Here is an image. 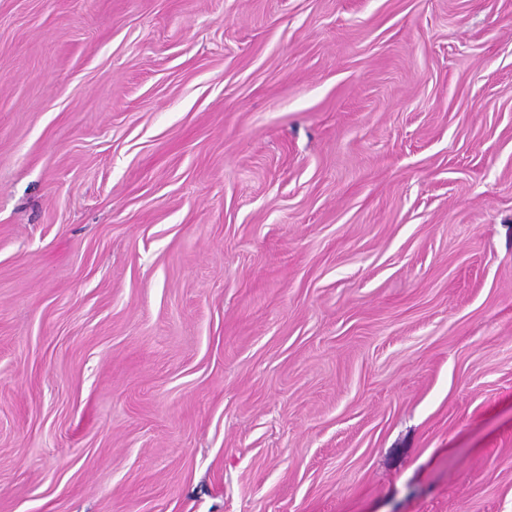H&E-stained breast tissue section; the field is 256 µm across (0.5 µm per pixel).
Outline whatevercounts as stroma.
I'll return each mask as SVG.
<instances>
[{"mask_svg": "<svg viewBox=\"0 0 512 512\" xmlns=\"http://www.w3.org/2000/svg\"><path fill=\"white\" fill-rule=\"evenodd\" d=\"M0 512H512V0H0Z\"/></svg>", "mask_w": 512, "mask_h": 512, "instance_id": "obj_1", "label": "stroma"}]
</instances>
